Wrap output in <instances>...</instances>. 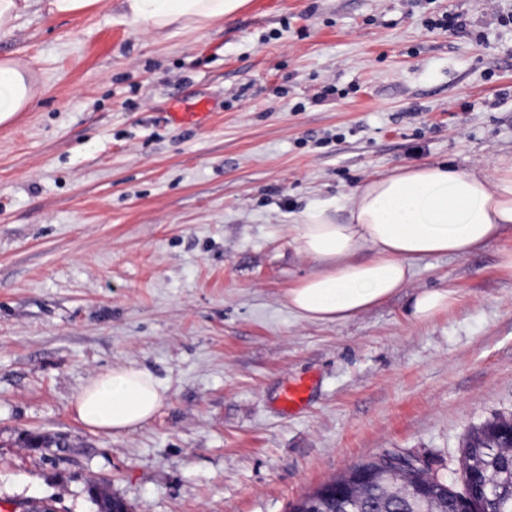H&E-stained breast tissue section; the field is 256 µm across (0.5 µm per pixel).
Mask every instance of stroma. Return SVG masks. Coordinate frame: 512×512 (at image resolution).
Returning a JSON list of instances; mask_svg holds the SVG:
<instances>
[{"label":"stroma","instance_id":"obj_1","mask_svg":"<svg viewBox=\"0 0 512 512\" xmlns=\"http://www.w3.org/2000/svg\"><path fill=\"white\" fill-rule=\"evenodd\" d=\"M115 4L0 35L38 89L0 124V512H97L96 483L131 512H289L389 451L459 483L467 436L512 419V228L336 325L286 305L313 268L291 216L401 166L493 174L512 152V0H249L163 37ZM446 14L461 28L425 27ZM202 99L205 125L168 121ZM434 288L454 302L412 320ZM122 366L169 399L91 431L71 400ZM302 377L308 405L282 413ZM312 386L310 378H300L283 386L278 396L279 409L287 414L302 409L309 402Z\"/></svg>","mask_w":512,"mask_h":512}]
</instances>
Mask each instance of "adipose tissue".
I'll return each mask as SVG.
<instances>
[{
    "label": "adipose tissue",
    "mask_w": 512,
    "mask_h": 512,
    "mask_svg": "<svg viewBox=\"0 0 512 512\" xmlns=\"http://www.w3.org/2000/svg\"><path fill=\"white\" fill-rule=\"evenodd\" d=\"M99 0H0V34L32 7L48 16L90 11ZM248 0H118L116 20L164 35L202 29L234 16ZM35 97L28 65L0 58V124ZM512 224V156L495 177L446 163L420 164L375 176L345 196L306 208L296 225L298 251L313 270L285 298L301 320L343 323L407 287L416 266L434 256L462 257ZM168 393L144 368L122 367L92 378L71 401L87 428L129 432L148 422Z\"/></svg>",
    "instance_id": "ef3b65f1"
}]
</instances>
